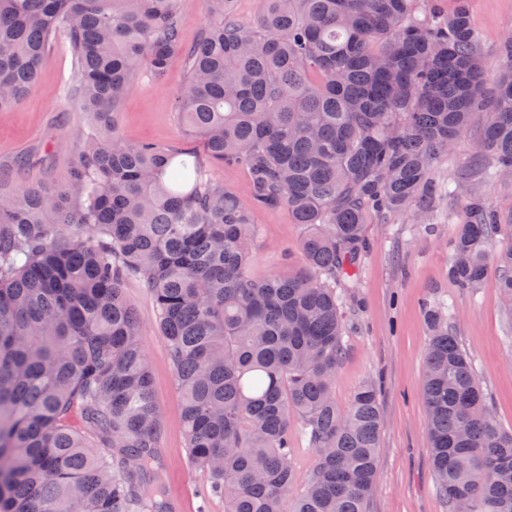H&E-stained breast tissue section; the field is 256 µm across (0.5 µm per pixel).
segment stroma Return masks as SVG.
I'll use <instances>...</instances> for the list:
<instances>
[{
  "instance_id": "stroma-1",
  "label": "stroma",
  "mask_w": 512,
  "mask_h": 512,
  "mask_svg": "<svg viewBox=\"0 0 512 512\" xmlns=\"http://www.w3.org/2000/svg\"><path fill=\"white\" fill-rule=\"evenodd\" d=\"M469 8L488 71L496 73L502 34L512 29V0H470ZM72 77L71 56L57 45L41 65L34 91L13 112L0 114L1 195L25 183L52 189L67 181L81 126L67 94ZM185 84L186 68L178 55L162 78L138 71L119 108L122 137L206 156L203 140L188 135L174 110ZM252 220L258 238L249 274L262 279L299 269L298 258H283L303 234L287 209L256 208ZM465 221L460 196L439 201L428 225L394 215L371 217L365 226L368 247L346 291V349L333 394L338 409L344 410L363 385L374 384L379 391L380 452L368 512H448L437 488L421 394L429 306L441 301L451 306L452 332L473 362L493 420L499 430L512 434V320L504 313L501 271L488 261L473 295L448 277L455 232ZM125 295L137 314L162 414L160 478L169 496L181 500L182 512H224L223 498L198 493L202 479L188 462L181 395L153 300L135 281L127 283Z\"/></svg>"
}]
</instances>
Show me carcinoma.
Listing matches in <instances>:
<instances>
[{
  "mask_svg": "<svg viewBox=\"0 0 512 512\" xmlns=\"http://www.w3.org/2000/svg\"><path fill=\"white\" fill-rule=\"evenodd\" d=\"M182 40L183 0H0V112L35 86L57 42L69 97L92 124L69 181L0 199V512H173L161 417L125 296L139 282L168 341L189 461L224 512H367L379 452L375 386L341 411L342 281L371 213H433V162L485 119L471 162L512 172V32L487 87L469 0H263L255 26L232 0ZM181 55L180 122L208 156L248 175L246 204L187 153L128 143L118 109L135 73ZM254 208L304 227L301 267L248 274ZM449 277L472 290L507 221L469 192ZM512 316V242L496 252ZM422 395L448 512H512V435L491 420L469 356L434 307ZM300 422L315 464L294 485Z\"/></svg>",
  "mask_w": 512,
  "mask_h": 512,
  "instance_id": "cac0c4a2",
  "label": "carcinoma"
}]
</instances>
